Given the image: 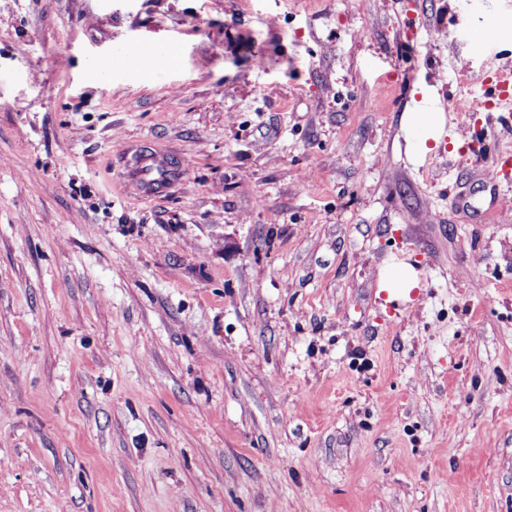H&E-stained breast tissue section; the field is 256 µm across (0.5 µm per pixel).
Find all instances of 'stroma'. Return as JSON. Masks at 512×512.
<instances>
[{
  "mask_svg": "<svg viewBox=\"0 0 512 512\" xmlns=\"http://www.w3.org/2000/svg\"><path fill=\"white\" fill-rule=\"evenodd\" d=\"M509 66L512 0H0V512H512V130L442 106ZM140 163L128 172L130 184L139 197L152 199L165 193L175 180V170L157 151L139 150Z\"/></svg>",
  "mask_w": 512,
  "mask_h": 512,
  "instance_id": "stroma-1",
  "label": "stroma"
}]
</instances>
